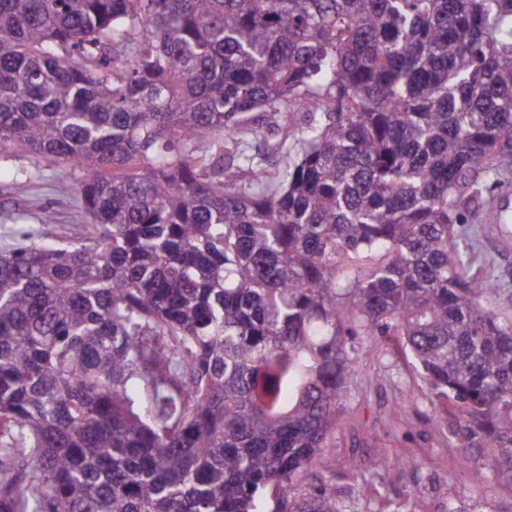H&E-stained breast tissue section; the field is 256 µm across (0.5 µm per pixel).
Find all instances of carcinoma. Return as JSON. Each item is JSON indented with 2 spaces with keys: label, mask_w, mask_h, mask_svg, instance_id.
<instances>
[{
  "label": "carcinoma",
  "mask_w": 512,
  "mask_h": 512,
  "mask_svg": "<svg viewBox=\"0 0 512 512\" xmlns=\"http://www.w3.org/2000/svg\"><path fill=\"white\" fill-rule=\"evenodd\" d=\"M91 223L0 251V512H336L397 336L512 486V317L455 227L512 172V0H0V151Z\"/></svg>",
  "instance_id": "obj_1"
}]
</instances>
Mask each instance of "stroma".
I'll list each match as a JSON object with an SVG mask.
<instances>
[{"label": "stroma", "mask_w": 512, "mask_h": 512, "mask_svg": "<svg viewBox=\"0 0 512 512\" xmlns=\"http://www.w3.org/2000/svg\"><path fill=\"white\" fill-rule=\"evenodd\" d=\"M84 177L79 169L44 159L0 152V249L39 241L43 234L67 241L71 229L86 223L77 199ZM24 184L17 193L16 184ZM496 205L471 214L470 222L502 225V233L482 238L471 254L474 272L508 287L495 307L512 313V176L496 191ZM51 224H43L44 213ZM346 348L357 374L348 380L337 408L336 430L326 454L330 464L298 480L294 499L322 493L338 512H512V488L498 484L492 472L461 467L449 431L456 410L439 399L423 380L410 352L393 336H348ZM413 456L420 468L403 466ZM363 478L353 482L354 464Z\"/></svg>", "instance_id": "35a3bbf8"}]
</instances>
